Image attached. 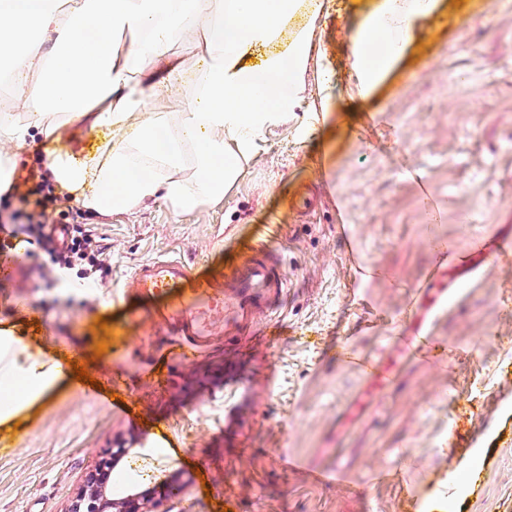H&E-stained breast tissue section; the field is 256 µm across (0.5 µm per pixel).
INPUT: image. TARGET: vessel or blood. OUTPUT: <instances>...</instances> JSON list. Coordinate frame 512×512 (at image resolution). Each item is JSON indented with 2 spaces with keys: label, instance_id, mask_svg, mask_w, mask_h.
Segmentation results:
<instances>
[{
  "label": "vessel or blood",
  "instance_id": "1",
  "mask_svg": "<svg viewBox=\"0 0 512 512\" xmlns=\"http://www.w3.org/2000/svg\"><path fill=\"white\" fill-rule=\"evenodd\" d=\"M28 262L17 247L0 251V282H14ZM133 321L147 323L173 337L169 357L184 364L210 350L220 336H238L277 305L285 279L279 256L259 243L226 269L205 275L178 258L159 257L139 263L127 279Z\"/></svg>",
  "mask_w": 512,
  "mask_h": 512
}]
</instances>
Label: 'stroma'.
I'll return each instance as SVG.
<instances>
[{"mask_svg":"<svg viewBox=\"0 0 512 512\" xmlns=\"http://www.w3.org/2000/svg\"><path fill=\"white\" fill-rule=\"evenodd\" d=\"M371 4L327 0L314 20L313 55L337 78L330 121L307 124L322 106L307 71L300 115L264 133L220 201L182 215L161 200L112 215L71 205L104 249L98 284L48 286L37 246L17 237L29 259L22 287L0 284V331L60 359L79 352L90 379L0 424V512H67L119 445L134 478L113 498L181 476L151 512H512V255L469 263L512 239V0H442L355 103L350 35ZM97 140L68 125L16 148L15 165ZM310 183L320 202L301 217L290 202ZM259 240L287 278L277 310L169 369L167 338L127 319L125 279L159 255L217 270ZM423 331L458 353L407 356ZM344 345L379 359L381 379L340 362ZM337 462L363 492L312 482Z\"/></svg>","mask_w":512,"mask_h":512,"instance_id":"35a3bbf8","label":"stroma"}]
</instances>
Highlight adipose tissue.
I'll list each match as a JSON object with an SVG mask.
<instances>
[{
    "label": "adipose tissue",
    "mask_w": 512,
    "mask_h": 512,
    "mask_svg": "<svg viewBox=\"0 0 512 512\" xmlns=\"http://www.w3.org/2000/svg\"><path fill=\"white\" fill-rule=\"evenodd\" d=\"M439 0H378L352 38L354 94L368 98ZM321 0H0V60L14 96L39 106L0 110V184L10 146L58 140L62 124L102 133L92 157L49 156L54 183L85 210L126 212L163 200L175 214L223 198L264 130L301 108L314 34L293 27ZM193 20V58L172 51ZM130 35L127 46L116 36ZM266 48L262 69L251 56ZM67 378L63 365L0 336V423Z\"/></svg>",
    "instance_id": "1"
}]
</instances>
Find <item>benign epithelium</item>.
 <instances>
[{
  "label": "benign epithelium",
  "instance_id": "1",
  "mask_svg": "<svg viewBox=\"0 0 512 512\" xmlns=\"http://www.w3.org/2000/svg\"><path fill=\"white\" fill-rule=\"evenodd\" d=\"M126 448H114L85 478L82 490L71 500L68 512H144V505L173 494L177 484L166 482L143 491H136L117 500L107 491L98 474L108 475L116 462L127 454Z\"/></svg>",
  "mask_w": 512,
  "mask_h": 512
}]
</instances>
